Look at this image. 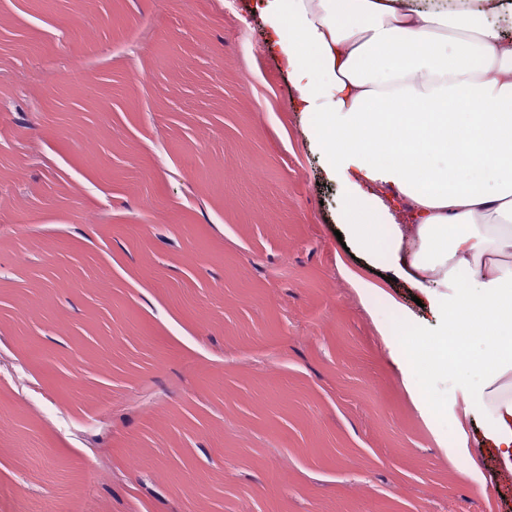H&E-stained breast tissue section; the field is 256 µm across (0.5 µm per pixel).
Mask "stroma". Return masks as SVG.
<instances>
[{
    "instance_id": "stroma-1",
    "label": "stroma",
    "mask_w": 512,
    "mask_h": 512,
    "mask_svg": "<svg viewBox=\"0 0 512 512\" xmlns=\"http://www.w3.org/2000/svg\"><path fill=\"white\" fill-rule=\"evenodd\" d=\"M294 98L253 0H0V512H512L407 398L354 278L435 321Z\"/></svg>"
}]
</instances>
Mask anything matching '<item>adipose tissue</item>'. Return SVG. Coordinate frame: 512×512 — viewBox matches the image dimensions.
I'll return each mask as SVG.
<instances>
[{"mask_svg": "<svg viewBox=\"0 0 512 512\" xmlns=\"http://www.w3.org/2000/svg\"><path fill=\"white\" fill-rule=\"evenodd\" d=\"M256 7L343 187L349 244L404 278L441 324L437 341L419 342L404 307L358 280L384 313L379 332L408 399L443 442L480 415L474 446L512 473V0ZM450 377L471 386L454 419L432 390Z\"/></svg>", "mask_w": 512, "mask_h": 512, "instance_id": "1", "label": "adipose tissue"}]
</instances>
